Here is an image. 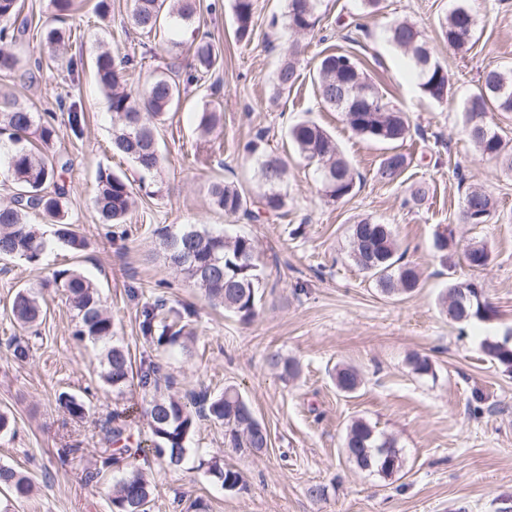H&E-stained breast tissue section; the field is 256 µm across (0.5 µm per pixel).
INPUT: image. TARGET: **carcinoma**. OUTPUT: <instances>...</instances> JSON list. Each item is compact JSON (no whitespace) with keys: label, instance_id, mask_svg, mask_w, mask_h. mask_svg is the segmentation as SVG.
Masks as SVG:
<instances>
[{"label":"carcinoma","instance_id":"cac0c4a2","mask_svg":"<svg viewBox=\"0 0 512 512\" xmlns=\"http://www.w3.org/2000/svg\"><path fill=\"white\" fill-rule=\"evenodd\" d=\"M320 0H286L283 18L288 29L305 34L314 28ZM54 17L43 27L42 42L51 55L70 40L71 32L56 25L74 8V0H52ZM234 33L240 42L251 41L254 32V0H232ZM200 12L199 0H134L130 25L143 34H150L165 24L188 27ZM18 0H0V73L13 74L23 69L22 59L11 46L25 35L27 26L16 25ZM476 17L464 3L458 4L440 22V37L457 51L470 49ZM389 41L402 52L415 71L422 94L439 101L449 91L447 67L431 52L419 26L411 21L394 22L389 28ZM193 62L185 67L172 61L165 69L146 77L143 93L125 86V75L134 58L102 48L94 59V69L100 88L112 114V149L129 159L144 175H153L162 167L157 129L166 114L178 106L182 90L211 75L219 63V52L203 35L193 39ZM297 51L291 47L278 66L273 78V97L290 91L298 82ZM25 70V69H23ZM31 74L30 70H25ZM313 80L321 101L327 107L344 114L350 128L371 142L387 145L375 170V177L384 183L400 179L409 165L399 144L411 135L406 116L386 100L375 82L365 72L353 54L333 53L320 60ZM491 111L512 112V68H492L483 72L478 86L466 98L464 112L469 136L477 150L488 157L503 160L512 170V145L483 121ZM222 113L214 106L201 112L199 128L205 134L216 130ZM85 113L71 104L67 112L70 134L77 139L84 135ZM288 138L298 153L316 164L320 190L331 201L349 197L356 188L353 168L340 153L333 136L321 126L300 119L289 126ZM59 137L54 117L32 111L25 103L12 99L0 109V142H8L3 168L14 191L6 204H0V258L41 264L48 242L41 228L28 221L38 214L56 227L57 239L69 250L82 252L87 238L79 226L68 219V199L65 185L60 183L69 162L50 157L47 149ZM265 133L260 131L246 145V153L256 163L255 174L263 187L256 196L233 182L217 180L210 183L208 193L216 209L227 216L257 221L261 216H280L288 206L285 186L288 167L277 156L265 152ZM134 204L129 180L111 171L99 170L93 196V206L104 224H122ZM495 202L481 189L469 191L464 200L461 221L464 224H484ZM167 265L182 275L214 307H222L243 321L252 320L261 301L259 293L261 270L256 240L245 234L231 235L222 229L185 224L178 229L169 226L154 230ZM350 257L354 264L385 296L414 291L420 285L416 266L404 261L390 225L372 218H363L351 226ZM464 260L474 269L484 268L489 253L482 245L464 252ZM65 297L75 320L73 336L103 345L100 378L104 385L122 394L128 389L141 392L143 415L151 431L154 452L167 465L178 467L186 459L187 444L198 421L209 419L224 425L228 442L236 450L266 448L269 433L259 422L248 402L233 386L212 395L206 391L184 398L173 392L175 379L163 372V366L150 362L133 371L129 351L112 343L114 321L100 300L98 287L74 268H58L40 283ZM467 294L464 307L453 309L448 301ZM442 311L452 321L467 324L489 322L497 316L496 309L483 298L482 290L473 282L448 285L441 294ZM11 313L23 327L33 326L42 315V306L34 291L19 290L12 300ZM142 335L158 346L185 344L191 339L185 331V315L164 303L146 305L140 313ZM481 350L492 361L512 373V342L486 337ZM268 366L280 377L294 378L298 364L278 353L267 357ZM361 385L358 370L344 365L336 371V387L343 393L356 392ZM68 414L74 418L86 415L85 402L73 396L59 397ZM106 442L115 446L102 464L120 473L112 483V512H147L153 488L146 473L132 466L129 458L137 449L128 445L126 421L115 414L105 430ZM345 453L360 469L390 477L401 468V456L393 440L377 433L363 419L354 420L344 438ZM204 468L227 491L243 485L239 471L226 468L218 461L199 459ZM0 492L24 500L33 492L31 478L23 472L0 465Z\"/></svg>","mask_w":512,"mask_h":512}]
</instances>
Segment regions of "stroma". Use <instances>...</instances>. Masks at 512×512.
Returning a JSON list of instances; mask_svg holds the SVG:
<instances>
[{
    "label": "stroma",
    "mask_w": 512,
    "mask_h": 512,
    "mask_svg": "<svg viewBox=\"0 0 512 512\" xmlns=\"http://www.w3.org/2000/svg\"><path fill=\"white\" fill-rule=\"evenodd\" d=\"M80 7L63 28L73 35L64 57L83 59L78 73L43 63L35 80L0 74V92L13 94L38 113L73 102L86 114L82 139L61 129L53 147L71 167L63 176L69 217L79 224L88 248L74 254L56 245L42 265L0 260V411L12 419L0 432V464L21 469L35 485L29 499L0 505L9 512H112L111 478L98 476L107 443L105 426L113 410L140 403L141 395L112 393L100 378L98 346L77 341L72 314L61 294L46 291L41 324L22 330L10 304L22 287H34L55 267L74 266L96 281L115 323L116 343L128 348L134 364L154 361L177 379L181 393L217 394L236 387L270 434L256 455L224 443L222 424L200 421L191 451L170 468L151 450L143 418L133 419V441L144 450L134 459L155 485L151 512H187L203 500L207 512H512V374L480 349L483 338L512 332V170L476 150L465 130L464 102L485 70L512 65V0H466L474 13L469 50L449 49L438 21L457 0H383L378 14H364L360 0H322L321 21L301 37L300 78L288 95L272 96L275 71L288 45L284 26H270L285 0H255L254 36H232L230 5L209 11L201 0L200 31L223 56L211 77L189 87L177 111L158 130L163 167L150 179L152 195L137 193L122 227L97 221L91 197L99 170L136 179L129 160L110 149L112 121L98 87L93 60L99 42L135 56L129 87L143 92L147 73L166 60L165 48L179 45L190 58L191 31L166 27L154 35L133 29L131 0H112V16L93 12L96 0ZM19 22L25 38L13 47L26 64L41 61L40 28L52 15L51 0H21ZM419 24L436 58L448 69L451 89L442 101L421 95L417 77L402 54L387 42L394 21ZM331 52H350L369 68L393 103L406 113L414 132L402 145L411 163L401 179H375L379 145L357 136L342 114L324 106L312 80L315 66ZM221 102L223 122L201 138L198 117ZM312 121L333 134L359 174L353 195L332 202L315 180L314 167L289 143L295 120ZM268 132L266 149L288 165V207L280 218L230 220L214 209L207 188L232 181L251 193L261 186L245 145L257 130ZM428 189L418 205L409 201L416 186ZM479 186L497 203L484 224L461 223L468 187ZM372 216L391 225L408 261L421 273L419 288L395 298L382 296L349 257L350 227ZM228 225L258 243L266 279L258 316L243 323L233 313L209 305L201 292L168 268L153 234L163 225ZM453 231L452 260L441 265L433 248L441 228ZM490 254L481 270L468 267L471 245ZM472 281L498 312L489 323L448 320L439 297L448 284ZM162 300L189 310L194 339L188 347H157L142 336L143 306ZM26 359L14 355L16 345ZM296 360L298 378L282 380L265 359L270 353ZM426 357L429 374L415 373L407 358ZM355 366L359 390L336 388V369ZM67 393L85 400L80 419L59 407ZM362 418L395 438L402 466L385 478L360 470L343 448L348 426ZM216 458L238 470L244 491H225L199 469V457ZM320 484L325 497L307 490Z\"/></svg>",
    "instance_id": "obj_1"
}]
</instances>
